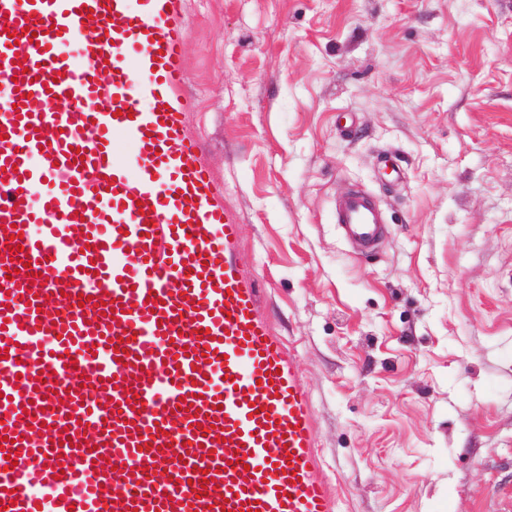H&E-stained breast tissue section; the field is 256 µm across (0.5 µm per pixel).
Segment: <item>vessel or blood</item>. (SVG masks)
I'll use <instances>...</instances> for the list:
<instances>
[{
	"instance_id": "obj_1",
	"label": "vessel or blood",
	"mask_w": 512,
	"mask_h": 512,
	"mask_svg": "<svg viewBox=\"0 0 512 512\" xmlns=\"http://www.w3.org/2000/svg\"><path fill=\"white\" fill-rule=\"evenodd\" d=\"M187 36L179 0H0L8 512H329L295 361L184 127ZM336 222L368 252L382 216L352 189Z\"/></svg>"
}]
</instances>
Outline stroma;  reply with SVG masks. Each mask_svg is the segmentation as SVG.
Masks as SVG:
<instances>
[{"label": "stroma", "mask_w": 512, "mask_h": 512, "mask_svg": "<svg viewBox=\"0 0 512 512\" xmlns=\"http://www.w3.org/2000/svg\"><path fill=\"white\" fill-rule=\"evenodd\" d=\"M180 2L185 121L332 512H512V0ZM336 224L349 241L363 248L358 254L364 255L375 246L383 222L372 197L362 189H352L336 205Z\"/></svg>", "instance_id": "stroma-1"}]
</instances>
